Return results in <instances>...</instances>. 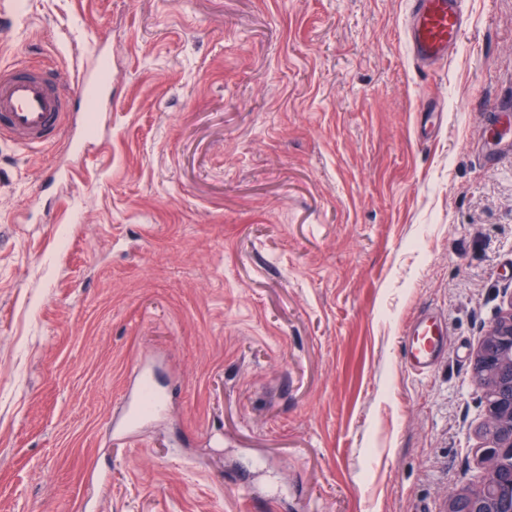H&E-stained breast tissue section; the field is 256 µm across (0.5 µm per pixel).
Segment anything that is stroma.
<instances>
[{"instance_id": "1", "label": "stroma", "mask_w": 512, "mask_h": 512, "mask_svg": "<svg viewBox=\"0 0 512 512\" xmlns=\"http://www.w3.org/2000/svg\"><path fill=\"white\" fill-rule=\"evenodd\" d=\"M464 6L431 72L409 0L0 6V68L112 60L84 155L0 140V512H444L481 483L512 0ZM144 361L164 407L113 437ZM443 330L435 322L419 319L407 331L410 338L408 363L416 370H426L433 365L442 347Z\"/></svg>"}]
</instances>
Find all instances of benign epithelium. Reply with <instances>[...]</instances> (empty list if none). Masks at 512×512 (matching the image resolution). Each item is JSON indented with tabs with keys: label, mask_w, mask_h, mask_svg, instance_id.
I'll list each match as a JSON object with an SVG mask.
<instances>
[{
	"label": "benign epithelium",
	"mask_w": 512,
	"mask_h": 512,
	"mask_svg": "<svg viewBox=\"0 0 512 512\" xmlns=\"http://www.w3.org/2000/svg\"><path fill=\"white\" fill-rule=\"evenodd\" d=\"M472 370L478 384L491 383L504 394L486 402L482 445L475 449L488 477L449 492L445 512H512V467H500L512 461V293L474 352Z\"/></svg>",
	"instance_id": "benign-epithelium-1"
}]
</instances>
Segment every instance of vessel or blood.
I'll return each mask as SVG.
<instances>
[{
    "label": "vessel or blood",
    "instance_id": "vessel-or-blood-1",
    "mask_svg": "<svg viewBox=\"0 0 512 512\" xmlns=\"http://www.w3.org/2000/svg\"><path fill=\"white\" fill-rule=\"evenodd\" d=\"M409 16L408 42L426 68L446 58L466 28L462 0H410ZM109 78V73L100 70L82 71L70 98L61 91L69 81L64 73L49 76L33 69L1 70L0 139L26 148L59 140L67 152L82 153L93 121L89 101L101 98ZM407 334L409 364L420 371L428 369L442 347L441 328L421 319ZM162 402L152 373L138 370L127 398L129 414L158 410Z\"/></svg>",
    "mask_w": 512,
    "mask_h": 512
}]
</instances>
